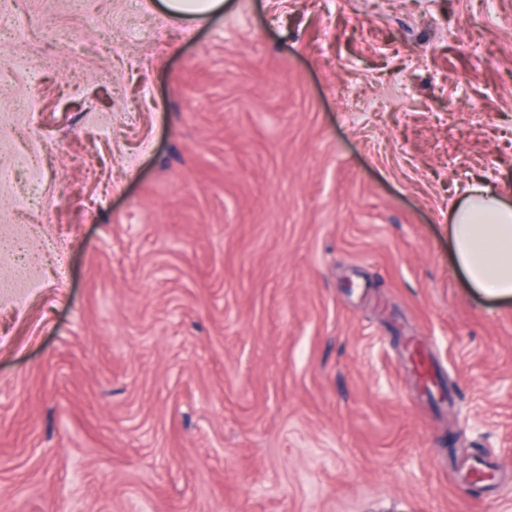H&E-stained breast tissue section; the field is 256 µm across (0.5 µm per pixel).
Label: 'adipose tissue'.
Returning <instances> with one entry per match:
<instances>
[{"label":"adipose tissue","instance_id":"1","mask_svg":"<svg viewBox=\"0 0 512 512\" xmlns=\"http://www.w3.org/2000/svg\"><path fill=\"white\" fill-rule=\"evenodd\" d=\"M450 221L452 248L470 286L490 297L512 295V199L474 183Z\"/></svg>","mask_w":512,"mask_h":512}]
</instances>
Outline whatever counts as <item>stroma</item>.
Masks as SVG:
<instances>
[{
    "label": "stroma",
    "instance_id": "35a3bbf8",
    "mask_svg": "<svg viewBox=\"0 0 512 512\" xmlns=\"http://www.w3.org/2000/svg\"><path fill=\"white\" fill-rule=\"evenodd\" d=\"M1 168L0 512H512V0H0ZM161 8L176 19L202 22L224 8L223 0H161ZM449 236L472 288L489 297L512 295V202L483 182L470 184L450 213Z\"/></svg>",
    "mask_w": 512,
    "mask_h": 512
}]
</instances>
